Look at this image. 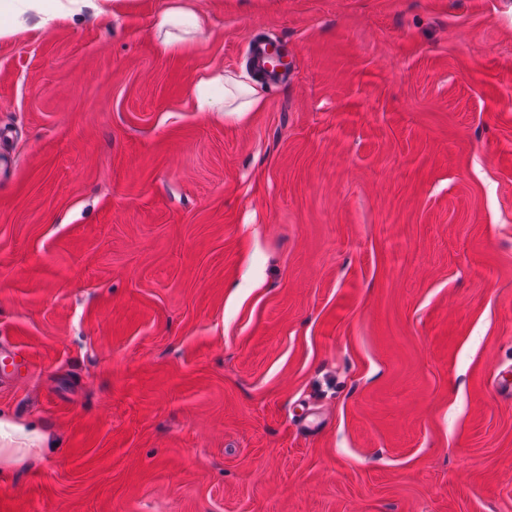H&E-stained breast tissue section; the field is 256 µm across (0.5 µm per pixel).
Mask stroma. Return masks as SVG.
I'll return each instance as SVG.
<instances>
[{"label": "stroma", "mask_w": 512, "mask_h": 512, "mask_svg": "<svg viewBox=\"0 0 512 512\" xmlns=\"http://www.w3.org/2000/svg\"><path fill=\"white\" fill-rule=\"evenodd\" d=\"M128 2L0 42V512H512V0ZM153 26L159 46L173 54L189 50L196 38L210 27L205 15L182 4L171 5L156 15ZM224 89V94H218ZM266 87L254 69L234 72L216 70L202 74L194 87L193 106L197 112H225L224 117L241 120L266 103Z\"/></svg>", "instance_id": "obj_1"}]
</instances>
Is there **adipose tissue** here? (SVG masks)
<instances>
[{
    "label": "adipose tissue",
    "mask_w": 512,
    "mask_h": 512,
    "mask_svg": "<svg viewBox=\"0 0 512 512\" xmlns=\"http://www.w3.org/2000/svg\"><path fill=\"white\" fill-rule=\"evenodd\" d=\"M119 8L118 0H0V41L26 31L32 23L46 29L62 25L84 10L98 16ZM153 26L163 51L181 54L208 30L209 20L177 2L156 15ZM266 99L264 82L254 70H216L199 77L193 106L198 112H222L227 118L240 120L262 109Z\"/></svg>",
    "instance_id": "obj_1"
}]
</instances>
